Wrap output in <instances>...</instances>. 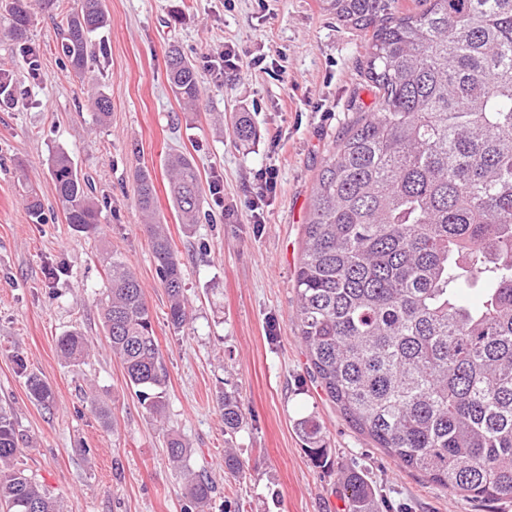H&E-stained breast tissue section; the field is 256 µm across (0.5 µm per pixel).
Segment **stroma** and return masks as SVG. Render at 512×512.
Wrapping results in <instances>:
<instances>
[{
    "mask_svg": "<svg viewBox=\"0 0 512 512\" xmlns=\"http://www.w3.org/2000/svg\"><path fill=\"white\" fill-rule=\"evenodd\" d=\"M111 24L97 32L90 78L61 53L57 9L35 6L27 44L39 59L30 77L18 44L0 38V68L15 72L20 105L0 108V406L23 435L18 462L66 512H196L170 466L167 431L193 450L194 468L217 487L208 512H347L340 473L364 472L381 512H512V498L471 500L403 468L346 420L311 374L298 336L295 276L312 186L338 138L374 96L360 73L357 32L324 0H105ZM180 46L202 87L184 111L168 81L167 48ZM241 60L220 69L226 46ZM112 102L94 124L91 88ZM245 114L257 131L235 144L230 118ZM66 153L87 177L101 208L100 232L67 224L52 176ZM190 157L198 170L208 223L180 224L169 197L165 158ZM275 192L255 223L250 203L267 170ZM149 172L156 207L184 264L193 319L167 320L149 238L137 205L136 176ZM35 189L42 221L24 206ZM133 267L153 312L168 371L166 416L157 423L127 385L108 346L100 300L106 254ZM92 342L78 363L57 340L72 329ZM52 388L44 407L29 395L14 353ZM237 394L243 426L224 433L222 393ZM109 406L101 419L89 403ZM319 424L332 464L308 457L298 424ZM246 464L244 478L224 470V448Z\"/></svg>",
    "mask_w": 512,
    "mask_h": 512,
    "instance_id": "stroma-1",
    "label": "stroma"
}]
</instances>
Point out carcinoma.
<instances>
[{
  "label": "carcinoma",
  "mask_w": 512,
  "mask_h": 512,
  "mask_svg": "<svg viewBox=\"0 0 512 512\" xmlns=\"http://www.w3.org/2000/svg\"><path fill=\"white\" fill-rule=\"evenodd\" d=\"M364 40L363 71L375 109L363 112L329 153L313 188L306 239L296 272L299 337L314 376L356 429L402 467L468 499L512 497V0H327ZM103 0H79L60 28L61 48L83 77L92 36L105 27ZM32 23L27 0L0 3V34L24 46ZM168 78L187 111L200 102L196 69L173 46ZM94 118L107 122L110 98L92 95ZM245 145L255 130L245 116L232 126ZM170 194L181 223H199L202 195L193 161L167 155ZM66 223L94 234L98 201L88 179L61 152L53 164ZM138 205L168 297V319L189 325L184 270L156 215L150 174L138 176ZM34 223L38 195H25ZM105 338L141 406L164 419L167 370L143 287L112 255L102 307ZM79 362L91 342L74 329L57 341ZM30 397L53 400L49 385L27 372ZM224 433L245 411L219 398ZM308 456L329 463L320 426L299 422ZM19 433L0 406V502L6 512H64L62 500L17 465ZM166 448L198 508L216 493L195 470L192 450L167 434ZM245 464L224 449V470ZM348 512H380L355 471L341 475Z\"/></svg>",
  "instance_id": "carcinoma-1"
}]
</instances>
